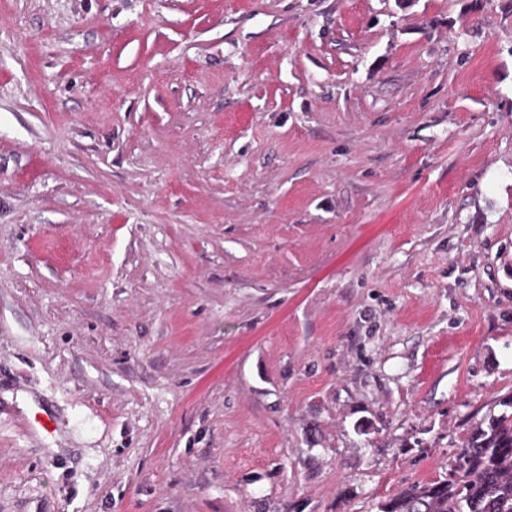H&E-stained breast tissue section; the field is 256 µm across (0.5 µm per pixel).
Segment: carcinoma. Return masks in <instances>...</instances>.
I'll list each match as a JSON object with an SVG mask.
<instances>
[{
	"label": "carcinoma",
	"mask_w": 512,
	"mask_h": 512,
	"mask_svg": "<svg viewBox=\"0 0 512 512\" xmlns=\"http://www.w3.org/2000/svg\"><path fill=\"white\" fill-rule=\"evenodd\" d=\"M380 512H512V413L474 428L448 462V477L402 489Z\"/></svg>",
	"instance_id": "carcinoma-1"
}]
</instances>
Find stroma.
I'll return each instance as SVG.
<instances>
[{
	"label": "stroma",
	"instance_id": "1",
	"mask_svg": "<svg viewBox=\"0 0 512 512\" xmlns=\"http://www.w3.org/2000/svg\"><path fill=\"white\" fill-rule=\"evenodd\" d=\"M510 398L512 0H0V512H378Z\"/></svg>",
	"mask_w": 512,
	"mask_h": 512
}]
</instances>
